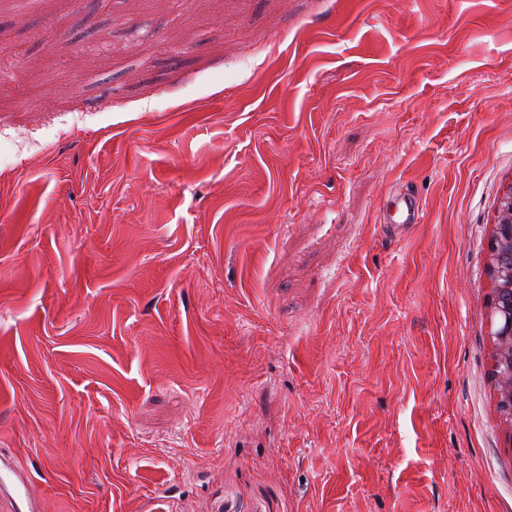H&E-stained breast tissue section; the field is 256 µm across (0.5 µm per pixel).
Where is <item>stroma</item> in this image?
<instances>
[{
    "label": "stroma",
    "mask_w": 512,
    "mask_h": 512,
    "mask_svg": "<svg viewBox=\"0 0 512 512\" xmlns=\"http://www.w3.org/2000/svg\"><path fill=\"white\" fill-rule=\"evenodd\" d=\"M511 182L512 0H0V455L40 512H512ZM495 213L488 250H512V182L503 189ZM397 219L388 220L380 217L379 224L383 230L400 233L410 225L422 223V213L409 193H401L397 202ZM496 266H499V263ZM499 280L503 281L504 288H493L497 308L495 309L492 303V316L496 315L498 325L495 329L492 327L491 338L497 369V405L500 411L504 412L509 440L512 441V265L499 266L495 285H498ZM503 293L508 295V301L503 298Z\"/></svg>",
    "instance_id": "obj_1"
}]
</instances>
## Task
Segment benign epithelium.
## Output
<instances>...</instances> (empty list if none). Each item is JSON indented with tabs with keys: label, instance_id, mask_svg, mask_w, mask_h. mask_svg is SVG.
Instances as JSON below:
<instances>
[{
	"label": "benign epithelium",
	"instance_id": "1",
	"mask_svg": "<svg viewBox=\"0 0 512 512\" xmlns=\"http://www.w3.org/2000/svg\"><path fill=\"white\" fill-rule=\"evenodd\" d=\"M488 248L495 252L512 250V183L503 189L498 199ZM496 280L503 281V287L494 289L497 307L492 309L498 322L491 332L497 369L496 398L499 409L507 417L512 441V265L499 266Z\"/></svg>",
	"mask_w": 512,
	"mask_h": 512
}]
</instances>
